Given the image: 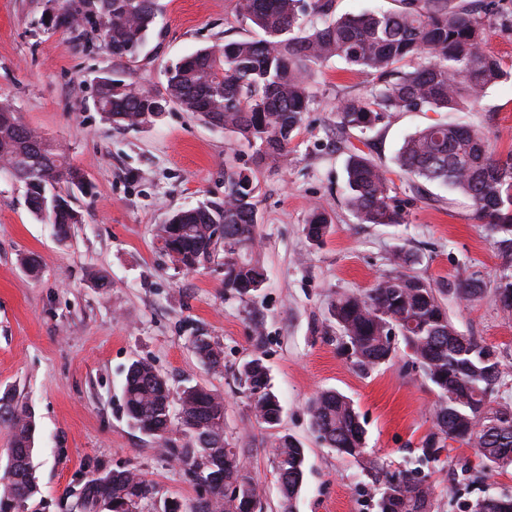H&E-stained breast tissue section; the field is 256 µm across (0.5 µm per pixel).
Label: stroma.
I'll use <instances>...</instances> for the list:
<instances>
[{
    "mask_svg": "<svg viewBox=\"0 0 512 512\" xmlns=\"http://www.w3.org/2000/svg\"><path fill=\"white\" fill-rule=\"evenodd\" d=\"M157 3L154 33L128 61L112 58L94 32L48 27L63 0H0V99L62 145L91 185L90 192L73 191L83 221L62 239L29 211L21 184L0 174V392H15L36 420L40 494L28 512H61L66 490L108 470H135L158 487L161 500L145 502L143 512H160L167 497L198 498L181 467L126 416L124 376L136 359L150 361L174 386L197 383L223 395L225 439L258 483L264 512H375L364 462L327 448L312 427L309 403L324 390L353 402L368 457L387 471L424 477L431 512H472L485 497L512 496V468L481 469L476 449L455 444L441 461H423L434 431V386L401 343L388 363L359 372L328 321L338 294L394 274L389 258L397 250L410 258L405 273L436 288L474 275L491 289L512 271V259L446 186L422 184L405 224H363L347 206L350 153L358 149L394 167L404 138L435 113L400 112L372 130L339 134L337 105L368 94L374 80L334 58L314 66L315 99L275 166L256 165L234 136L176 106L151 126L113 128L96 107L100 78L161 92L173 62L255 35L231 0ZM456 118L489 132L497 152L511 151L512 79ZM230 158L258 170L257 242L267 280L251 297L225 288L221 260L184 270L155 236L172 214L223 198ZM315 207L332 224L319 246L302 231ZM31 256L34 275L23 265ZM447 306L458 330L480 339L507 368L493 398L512 407V312L488 295L474 302L451 297ZM192 336L222 351L223 372L195 357L187 344ZM254 357L263 360L282 406L274 428L254 417L236 379L238 367ZM285 434L306 452L303 483L290 499L273 453Z\"/></svg>",
    "mask_w": 512,
    "mask_h": 512,
    "instance_id": "obj_1",
    "label": "stroma"
}]
</instances>
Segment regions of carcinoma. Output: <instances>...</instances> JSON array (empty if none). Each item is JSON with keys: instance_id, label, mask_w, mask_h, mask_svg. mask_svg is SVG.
I'll use <instances>...</instances> for the list:
<instances>
[{"instance_id": "cac0c4a2", "label": "carcinoma", "mask_w": 512, "mask_h": 512, "mask_svg": "<svg viewBox=\"0 0 512 512\" xmlns=\"http://www.w3.org/2000/svg\"><path fill=\"white\" fill-rule=\"evenodd\" d=\"M234 10L262 33L259 40H230L197 51L168 69L165 92H153L121 78L103 77L97 105L103 119L119 129L153 124L160 107L177 106L205 122L236 134L254 156L272 164L285 157L293 133L314 100L305 79L313 66L331 58L367 71L376 79L369 94L347 98L336 109L342 130H371L396 112H459L480 106L487 90L512 79V71L485 50L495 0H399L396 11L336 16L334 0H233ZM156 0H66L53 26L99 32L115 59H132L156 27ZM420 59L410 70L397 64ZM399 170L412 181L451 187L471 204L477 218L499 243L512 250V152L497 156L489 136L446 120H437L407 137L396 155ZM0 172L24 185L32 214L54 225L61 235L83 223L71 195L59 184L83 192L89 184L62 148L25 125L7 100H0ZM346 196L363 224H405L419 187L400 196L380 163L361 153L350 155ZM256 177L227 166L224 199L181 210L157 227V239L170 243L181 267L193 270L218 252L224 255V287L240 296L258 292L266 274L255 252L258 224ZM331 231L327 215L312 209L303 232L314 245ZM512 273L501 275L493 297L512 311ZM474 278L457 279L446 288L401 271L366 291H352L331 304V322L356 367L367 372L392 359L399 336L437 390L434 432L423 448L437 461L447 443L480 449L487 469L512 465V408L494 405L493 389L506 374L503 364L473 336L457 330L441 295L465 301L484 296ZM199 361L213 371L224 368L221 350L204 336L189 338ZM237 380L251 401L255 418L274 426L280 402L272 392L259 358L237 369ZM126 415L143 434L159 441L176 458L187 481L208 482V497L178 501L162 512H224L225 489L252 485L240 494L232 512H255L258 486L237 449L226 450L224 398L199 384L175 389L143 359L133 361L123 387ZM314 429L336 452L362 459L365 431L353 403L333 391L310 403ZM0 424L12 434V448L0 474V512H27L39 493L32 455L36 423L12 391L0 394ZM179 429L183 443L171 448L168 436ZM275 453L278 479L290 498L302 484L305 449L289 435L279 437ZM377 484V512H431V488L413 471L390 474L369 462ZM156 494L136 472L109 470L87 480L74 496L83 512L139 508ZM474 512H512V497H487Z\"/></svg>"}]
</instances>
